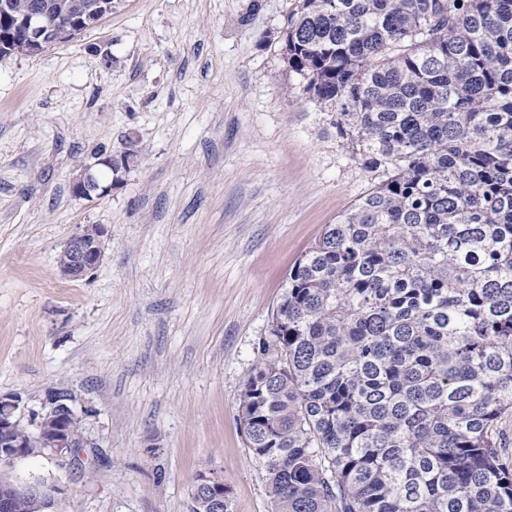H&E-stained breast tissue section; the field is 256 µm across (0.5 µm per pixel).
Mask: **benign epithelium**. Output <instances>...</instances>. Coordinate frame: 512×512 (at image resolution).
<instances>
[{"instance_id": "7a95c632", "label": "benign epithelium", "mask_w": 512, "mask_h": 512, "mask_svg": "<svg viewBox=\"0 0 512 512\" xmlns=\"http://www.w3.org/2000/svg\"><path fill=\"white\" fill-rule=\"evenodd\" d=\"M49 8L41 3L35 4L24 20V28L32 43L33 53H40L47 45L52 34L64 29L81 32L93 28L99 20L92 13L77 17L71 23L60 26L48 24ZM107 191L99 186L96 178L88 171L74 180L72 191L83 199L92 198L97 191ZM108 235L105 227L100 226L96 232L83 228L73 236L60 252L63 262V275L79 280L99 266L105 255L104 238ZM47 411L42 413L35 431L25 439L15 437L16 425L20 422L25 405L17 393H0V466H10L18 459L39 453L63 455L84 446L82 436L74 435L73 425L78 418L71 404V396L64 391H55L46 399ZM197 486L204 489L207 505L224 507V498L230 497L224 488V478L214 472L206 471ZM63 490L53 484L35 480L20 482L0 491V512H12V503L18 495L26 497L31 512H55Z\"/></svg>"}]
</instances>
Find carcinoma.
Wrapping results in <instances>:
<instances>
[{"label": "carcinoma", "mask_w": 512, "mask_h": 512, "mask_svg": "<svg viewBox=\"0 0 512 512\" xmlns=\"http://www.w3.org/2000/svg\"><path fill=\"white\" fill-rule=\"evenodd\" d=\"M279 42L383 179L290 269L243 383L274 512H512V0H294Z\"/></svg>", "instance_id": "1"}]
</instances>
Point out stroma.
<instances>
[{
    "mask_svg": "<svg viewBox=\"0 0 512 512\" xmlns=\"http://www.w3.org/2000/svg\"><path fill=\"white\" fill-rule=\"evenodd\" d=\"M292 4L114 0L0 58V393L30 429L46 390L72 395L86 447L12 467L63 487L61 512H186L202 470L233 512H272L242 385L289 270L376 182L282 61ZM86 167L107 188L89 200ZM91 224L105 258L68 279L58 256Z\"/></svg>",
    "mask_w": 512,
    "mask_h": 512,
    "instance_id": "stroma-1",
    "label": "stroma"
}]
</instances>
